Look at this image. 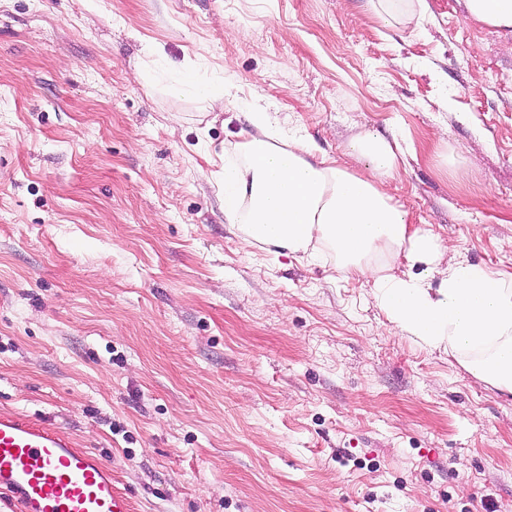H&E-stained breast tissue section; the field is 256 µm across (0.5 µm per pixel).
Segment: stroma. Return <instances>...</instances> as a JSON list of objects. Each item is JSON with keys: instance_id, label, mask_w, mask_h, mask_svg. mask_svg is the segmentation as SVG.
Wrapping results in <instances>:
<instances>
[{"instance_id": "1", "label": "stroma", "mask_w": 512, "mask_h": 512, "mask_svg": "<svg viewBox=\"0 0 512 512\" xmlns=\"http://www.w3.org/2000/svg\"><path fill=\"white\" fill-rule=\"evenodd\" d=\"M428 2L394 29L370 0H0V413L110 461L134 512L512 503V392L224 216L259 104L353 172V135L397 142L412 224L512 272V54Z\"/></svg>"}]
</instances>
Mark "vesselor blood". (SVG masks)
Listing matches in <instances>:
<instances>
[{
    "label": "vessel or blood",
    "instance_id": "1",
    "mask_svg": "<svg viewBox=\"0 0 512 512\" xmlns=\"http://www.w3.org/2000/svg\"><path fill=\"white\" fill-rule=\"evenodd\" d=\"M12 512H132L112 465L59 430L0 414V505Z\"/></svg>",
    "mask_w": 512,
    "mask_h": 512
}]
</instances>
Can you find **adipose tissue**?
<instances>
[{
	"label": "adipose tissue",
	"mask_w": 512,
	"mask_h": 512,
	"mask_svg": "<svg viewBox=\"0 0 512 512\" xmlns=\"http://www.w3.org/2000/svg\"><path fill=\"white\" fill-rule=\"evenodd\" d=\"M467 17L502 30L512 51V0H462ZM254 134L236 143L224 169V212L250 242L311 260L332 258L342 274L367 277L392 328L423 349L455 356L477 379L512 391V272L447 263L444 240L412 227L384 186L400 147L358 134L350 152L367 163L353 174L311 162L309 145L272 113L252 114ZM405 259L408 273L392 271ZM439 282H432V275Z\"/></svg>",
	"instance_id": "obj_1"
}]
</instances>
